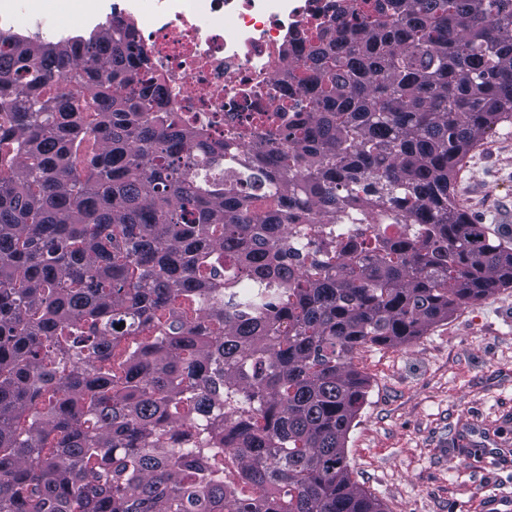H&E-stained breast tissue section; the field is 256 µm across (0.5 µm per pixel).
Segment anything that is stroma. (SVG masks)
Returning a JSON list of instances; mask_svg holds the SVG:
<instances>
[{"mask_svg": "<svg viewBox=\"0 0 512 512\" xmlns=\"http://www.w3.org/2000/svg\"><path fill=\"white\" fill-rule=\"evenodd\" d=\"M455 195L474 223L512 239V125L467 158ZM352 362L365 402L345 442L357 486L385 512H512V288L457 309L400 347Z\"/></svg>", "mask_w": 512, "mask_h": 512, "instance_id": "obj_1", "label": "stroma"}]
</instances>
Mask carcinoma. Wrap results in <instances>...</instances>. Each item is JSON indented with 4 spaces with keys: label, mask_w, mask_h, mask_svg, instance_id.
Instances as JSON below:
<instances>
[{
    "label": "carcinoma",
    "mask_w": 512,
    "mask_h": 512,
    "mask_svg": "<svg viewBox=\"0 0 512 512\" xmlns=\"http://www.w3.org/2000/svg\"><path fill=\"white\" fill-rule=\"evenodd\" d=\"M347 2L288 73L308 106L222 139L125 20L0 36V512H383L353 355L512 288L454 194L512 123V0Z\"/></svg>",
    "instance_id": "cac0c4a2"
}]
</instances>
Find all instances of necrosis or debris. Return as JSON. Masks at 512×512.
<instances>
[{"mask_svg":"<svg viewBox=\"0 0 512 512\" xmlns=\"http://www.w3.org/2000/svg\"><path fill=\"white\" fill-rule=\"evenodd\" d=\"M335 0H47L60 31L131 18L173 111L213 138L278 109L277 85L308 41L335 27Z\"/></svg>","mask_w":512,"mask_h":512,"instance_id":"necrosis-or-debris-1","label":"necrosis or debris"}]
</instances>
